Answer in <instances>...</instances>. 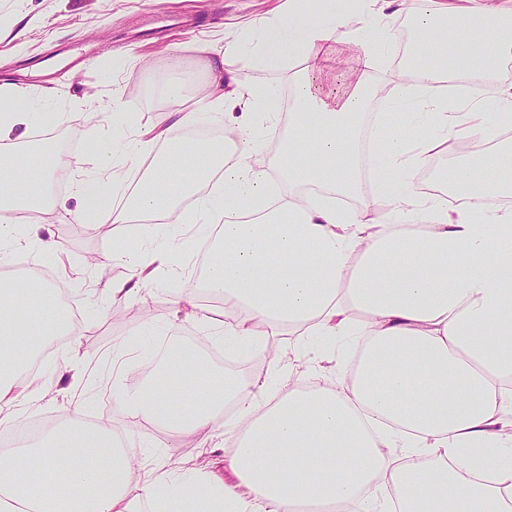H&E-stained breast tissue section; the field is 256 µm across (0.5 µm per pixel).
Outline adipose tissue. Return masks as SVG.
<instances>
[{"mask_svg":"<svg viewBox=\"0 0 512 512\" xmlns=\"http://www.w3.org/2000/svg\"><path fill=\"white\" fill-rule=\"evenodd\" d=\"M325 2L316 13L299 0L263 28L256 52L227 35L205 58L202 85L156 89L165 116L156 125L126 123L137 102L114 89L83 146L102 172L74 184L71 219L111 225L112 256L132 272L108 284L109 301L134 302L158 273H174L181 230L207 237L217 225L220 257L204 286L242 315L197 307L191 289L179 304L240 355L267 353L269 334L286 328L301 335L293 357L270 356L263 375L206 387L198 360L171 349L158 375L123 395L128 417L181 436L231 435L234 483L162 463L131 481L133 451L111 425L60 424L0 453V512H512V147L449 168L448 184L463 189L452 203L412 192L406 179L493 126L512 127V84L495 78L512 51V8L425 0L399 80L418 88L419 109L397 129L375 123V189L359 175L357 140L406 0ZM340 27L360 51L357 69L330 98L308 72L292 74L279 158L254 165L248 144L283 117L275 90L240 84L237 65L316 60ZM450 73L466 88L452 111L443 104ZM17 93L0 88L4 264L28 249L54 259L38 225L23 238L16 228L23 214L56 211L52 177L82 156L26 146L30 130L63 116L44 101L14 109ZM212 112L224 116L223 150L200 141L159 155L173 128ZM488 168L502 179L486 180ZM340 196L355 206H337ZM137 214L158 221L137 224ZM58 315L52 285L0 279L1 425L46 396L41 373L22 366ZM332 360L338 367L325 375Z\"/></svg>","mask_w":512,"mask_h":512,"instance_id":"adipose-tissue-1","label":"adipose tissue"}]
</instances>
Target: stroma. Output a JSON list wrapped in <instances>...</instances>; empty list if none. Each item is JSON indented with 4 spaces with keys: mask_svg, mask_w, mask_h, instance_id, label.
<instances>
[{
    "mask_svg": "<svg viewBox=\"0 0 512 512\" xmlns=\"http://www.w3.org/2000/svg\"><path fill=\"white\" fill-rule=\"evenodd\" d=\"M275 9L287 12L288 0H0V85L8 82L21 89L15 102L19 108L42 98L47 90L57 91L56 109L69 113L70 120L56 126L54 133L69 135L65 149L77 152L92 128L91 105L107 99L114 88L142 100L131 113L130 124L154 125L160 115L147 92L150 83L171 71L201 74L204 46H223L225 33L233 31L256 40ZM32 16L41 18L43 25L28 35L25 52L16 53L17 36ZM130 45L137 46L139 53L133 61L119 55ZM358 54L348 30L339 29L335 42L317 62V82L336 89L339 75L356 67ZM129 68L141 77L137 86L123 81ZM42 222L44 234L53 237L65 264L76 271L74 278L63 279L52 262L44 264L51 282L64 290L74 308L82 334L42 359V376L51 393L39 408L19 413L13 428L71 418L95 424L122 419L117 397L153 372V345L160 338L171 346L182 336L202 341L217 357L205 360L201 384L223 380L219 355L224 345L214 339L210 328L191 318L182 319L178 330L169 328L173 301L195 275V246L175 257L176 266L183 269L182 278H159L142 290L136 302L113 303L103 289L108 282L126 279L129 271L117 260L90 265V258L113 250L100 226L77 223L59 213L43 217ZM119 337L131 338L133 344L130 365L123 374L112 369L113 342ZM76 348L97 356L93 386L82 387L74 370L67 367ZM126 434L138 455L132 480H141L159 458L170 459L178 467L206 468L227 483L233 480L224 438H214L217 452L204 454L195 437H176L140 419L127 424Z\"/></svg>",
    "mask_w": 512,
    "mask_h": 512,
    "instance_id": "obj_1",
    "label": "stroma"
}]
</instances>
